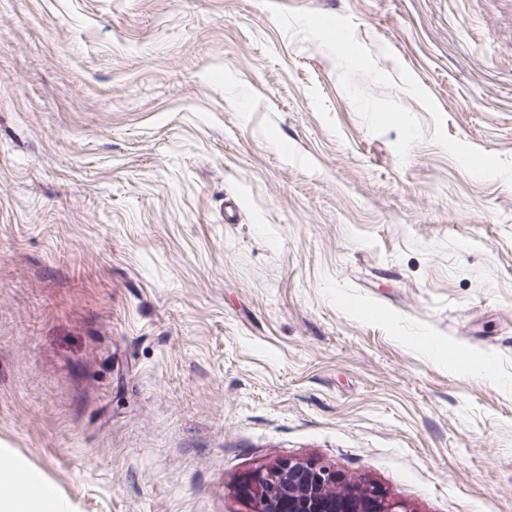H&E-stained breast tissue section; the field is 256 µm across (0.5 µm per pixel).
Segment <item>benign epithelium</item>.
I'll list each match as a JSON object with an SVG mask.
<instances>
[{"mask_svg": "<svg viewBox=\"0 0 512 512\" xmlns=\"http://www.w3.org/2000/svg\"><path fill=\"white\" fill-rule=\"evenodd\" d=\"M239 492L254 512H400L388 493L312 461L283 460L247 474Z\"/></svg>", "mask_w": 512, "mask_h": 512, "instance_id": "1", "label": "benign epithelium"}]
</instances>
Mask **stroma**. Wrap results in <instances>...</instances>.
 I'll use <instances>...</instances> for the list:
<instances>
[{"label": "stroma", "mask_w": 512, "mask_h": 512, "mask_svg": "<svg viewBox=\"0 0 512 512\" xmlns=\"http://www.w3.org/2000/svg\"><path fill=\"white\" fill-rule=\"evenodd\" d=\"M275 2L512 157V0ZM392 95L404 159L263 0H0V456L44 512H253L285 458L512 512V185Z\"/></svg>", "instance_id": "35a3bbf8"}]
</instances>
